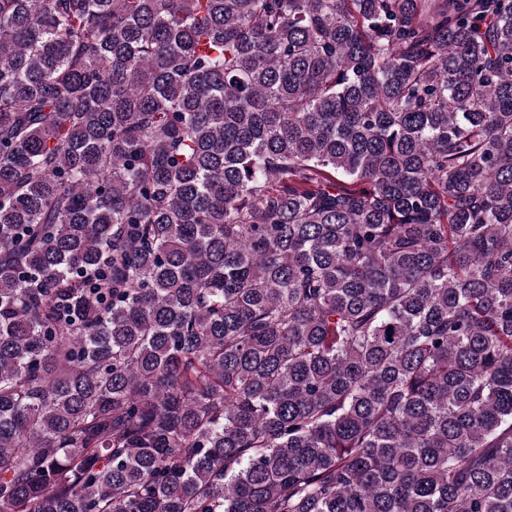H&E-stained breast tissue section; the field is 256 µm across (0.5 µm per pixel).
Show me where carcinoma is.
I'll use <instances>...</instances> for the list:
<instances>
[{
  "mask_svg": "<svg viewBox=\"0 0 512 512\" xmlns=\"http://www.w3.org/2000/svg\"><path fill=\"white\" fill-rule=\"evenodd\" d=\"M0 512H512V0H0Z\"/></svg>",
  "mask_w": 512,
  "mask_h": 512,
  "instance_id": "carcinoma-1",
  "label": "carcinoma"
}]
</instances>
